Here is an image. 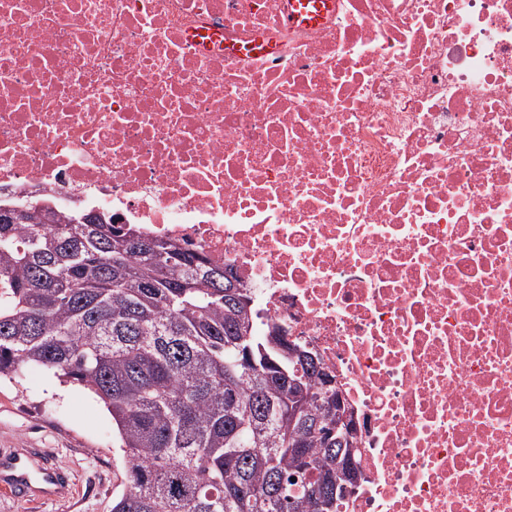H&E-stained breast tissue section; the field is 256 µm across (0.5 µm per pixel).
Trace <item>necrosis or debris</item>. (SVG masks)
<instances>
[{
    "label": "necrosis or debris",
    "mask_w": 512,
    "mask_h": 512,
    "mask_svg": "<svg viewBox=\"0 0 512 512\" xmlns=\"http://www.w3.org/2000/svg\"><path fill=\"white\" fill-rule=\"evenodd\" d=\"M337 4L0 0V202L231 268L352 414L345 512H512V0ZM335 5V0H290L288 21L302 25L318 24L335 8Z\"/></svg>",
    "instance_id": "obj_1"
}]
</instances>
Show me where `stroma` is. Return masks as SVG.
<instances>
[{
  "mask_svg": "<svg viewBox=\"0 0 512 512\" xmlns=\"http://www.w3.org/2000/svg\"><path fill=\"white\" fill-rule=\"evenodd\" d=\"M30 454L68 473L67 489L46 503L0 495V512H112L125 487L124 460L103 403L37 368L0 381V462Z\"/></svg>",
  "mask_w": 512,
  "mask_h": 512,
  "instance_id": "stroma-1",
  "label": "stroma"
}]
</instances>
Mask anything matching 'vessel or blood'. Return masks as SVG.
<instances>
[{
	"instance_id": "b4317fda",
	"label": "vessel or blood",
	"mask_w": 512,
	"mask_h": 512,
	"mask_svg": "<svg viewBox=\"0 0 512 512\" xmlns=\"http://www.w3.org/2000/svg\"><path fill=\"white\" fill-rule=\"evenodd\" d=\"M336 0H289L290 23L314 25L332 11ZM0 476V494L14 499L45 500L56 497L68 485L69 478L61 470L45 466L30 468L26 460L16 458L5 466Z\"/></svg>"
}]
</instances>
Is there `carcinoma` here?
Returning a JSON list of instances; mask_svg holds the SVG:
<instances>
[{
    "label": "carcinoma",
    "mask_w": 512,
    "mask_h": 512,
    "mask_svg": "<svg viewBox=\"0 0 512 512\" xmlns=\"http://www.w3.org/2000/svg\"><path fill=\"white\" fill-rule=\"evenodd\" d=\"M27 209L44 222L0 207V378L38 367L104 403L127 479L112 512H320L306 490L355 471L323 436L321 364L225 296L224 265L132 224Z\"/></svg>",
    "instance_id": "cac0c4a2"
}]
</instances>
